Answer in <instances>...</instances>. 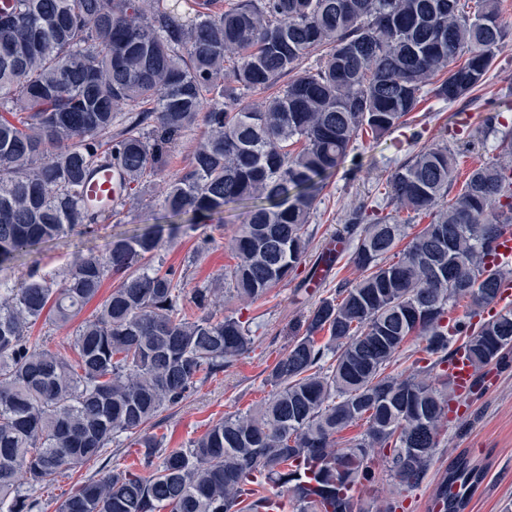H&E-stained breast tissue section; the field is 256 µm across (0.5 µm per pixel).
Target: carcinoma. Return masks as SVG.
Returning a JSON list of instances; mask_svg holds the SVG:
<instances>
[{
  "label": "carcinoma",
  "instance_id": "obj_1",
  "mask_svg": "<svg viewBox=\"0 0 512 512\" xmlns=\"http://www.w3.org/2000/svg\"><path fill=\"white\" fill-rule=\"evenodd\" d=\"M224 4L181 13L167 0H9L0 10V266L111 219L114 205L82 196L93 172L110 165L120 192L134 190L199 124L191 169L169 180L161 207L194 218L246 209L235 263L197 290L211 308L197 318L174 273L151 264L160 224L112 240L104 257L81 256L59 282L31 271L0 288V512H39L38 491L120 434L142 448L138 466L84 482L58 512H278L277 498L258 493L266 483L293 512H361L352 491L375 483L378 459L392 485L382 512H398L457 399L448 359L462 349L479 372L512 351V307L472 323L512 276L490 263L512 230V169L477 165L452 197L457 153L424 147L394 171L388 198L431 222L394 261L406 225L349 210L340 234L362 275L312 310L265 378L271 396L185 449L164 452L143 432L250 351L244 322L224 314V290L259 299L305 261L324 181L362 135L405 124L430 84L446 102L470 94L512 40L500 0H478L472 15L460 0ZM320 48L315 72L257 108L244 103ZM120 105L132 112L114 132ZM112 275L117 285L69 344L76 359L30 342L38 320L69 324ZM413 338L428 364L388 371ZM479 476L461 457L436 497L459 512Z\"/></svg>",
  "mask_w": 512,
  "mask_h": 512
}]
</instances>
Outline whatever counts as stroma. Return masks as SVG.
<instances>
[{
    "instance_id": "obj_1",
    "label": "stroma",
    "mask_w": 512,
    "mask_h": 512,
    "mask_svg": "<svg viewBox=\"0 0 512 512\" xmlns=\"http://www.w3.org/2000/svg\"><path fill=\"white\" fill-rule=\"evenodd\" d=\"M491 112L499 114L502 124L512 125V43L496 57L480 90L452 103L424 94L407 125L359 144L318 197L309 226L312 239L306 262L261 299L225 296V313L240 314L249 326L254 338L251 350L224 372L198 382L187 399L148 423L146 432L162 437L166 450L186 448L224 417L246 413L266 399L271 388L265 377L294 337L301 335L311 310L322 299L334 297L339 285L355 282L360 276L351 259L353 248L348 245L321 287L305 283L312 260L339 239L346 213L361 205L371 217H391L407 223L410 233L419 232L430 223V215L388 206L386 181L421 148L435 145L460 153L465 173L489 161L512 166V155L502 151L494 136L485 131L484 119ZM202 133V128H194L174 145L169 167L147 177L143 199H127L119 215L95 225L92 232L71 233L23 249L0 271V282L14 284L34 269L62 279L81 254L105 253L113 237L133 234L159 221L165 186L172 176L189 171L192 148ZM244 216V209L238 207L195 225L184 221L175 238L163 239L153 262L174 271L189 313L197 311L193 304L197 289L233 266L228 243L235 224ZM494 370L495 383L485 384L471 399L466 416L444 425L426 478L401 494L403 512H427L426 504L438 483L462 454L483 472L470 490L465 512H512V359L495 365Z\"/></svg>"
}]
</instances>
